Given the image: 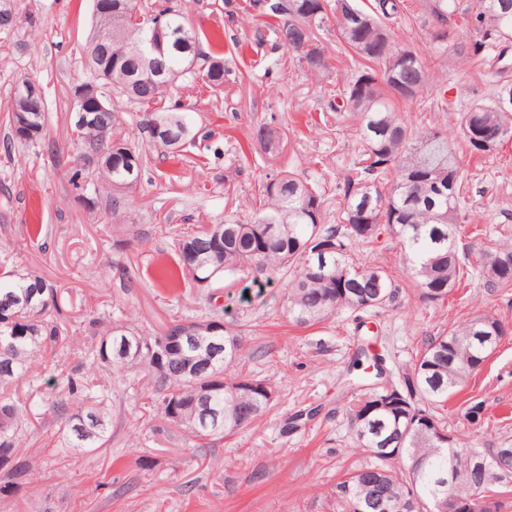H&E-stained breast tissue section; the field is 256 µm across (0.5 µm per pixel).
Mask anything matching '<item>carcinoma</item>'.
I'll use <instances>...</instances> for the list:
<instances>
[{
    "label": "carcinoma",
    "instance_id": "1",
    "mask_svg": "<svg viewBox=\"0 0 512 512\" xmlns=\"http://www.w3.org/2000/svg\"><path fill=\"white\" fill-rule=\"evenodd\" d=\"M91 40L109 53L83 67L109 99L104 119L112 133V158L98 157L100 127L71 120L77 147L69 182L77 190L93 187L110 194L112 219L123 218L129 193L141 183L147 154L128 142L124 130L138 129L148 145L179 153L196 143L195 122L173 100L171 89L185 77L218 96L229 69L224 55L196 69L199 45L211 33L188 21L180 0H94ZM432 21L427 31L437 48H446L458 22L472 32L455 56L471 60L498 83L487 102L461 116L456 137L474 152L489 153L512 139V81L504 78L512 61V0H248L256 43L270 46L264 69L271 70L283 49L316 80L333 65L316 32L336 27L340 49L350 58L351 76L336 89L329 109L353 119L360 152L336 183L342 197L339 222H323L320 182L294 170L274 169L257 189L251 218L171 229L183 284L206 287L226 276L278 273L285 280L286 317L300 326L320 323L340 308L365 313L393 302L395 285L378 265L350 261L356 246L373 247L383 235L399 240L419 299L445 300L460 286L466 254L457 246V224L465 197L459 160L448 132L440 126H414L400 104L419 100L429 82L422 58L394 45L393 31L411 12ZM152 38L156 57L165 61L161 78L136 55ZM492 54L483 53L484 49ZM24 89L14 95L5 124L12 139L31 142L45 127V113L24 111ZM127 109L120 110L115 100ZM253 136L265 153L280 155L282 133L272 123ZM136 161L125 159V151ZM486 258L475 272L493 288H512V244L482 249ZM95 341L86 345L70 333L57 302V289L32 271L0 273V494L19 491L38 462L22 456L28 440L46 427L21 398L17 384L37 381L48 353L78 359L64 394L49 397L55 447L70 453L104 448L111 440V396L98 378L139 385L158 395L153 413L183 435L186 450L199 441L222 440L270 410L274 389L252 376L226 379L224 371L242 361L244 330L224 322V310L207 316L169 318L155 331L125 316L94 319ZM503 334L501 323L477 313L448 333L430 339L417 360L406 390L386 396L379 383L361 388L347 406L358 447L367 454L330 492L340 512H448V502L468 500L512 478L497 465L501 448L476 453L449 434L434 408L463 386Z\"/></svg>",
    "mask_w": 512,
    "mask_h": 512
}]
</instances>
